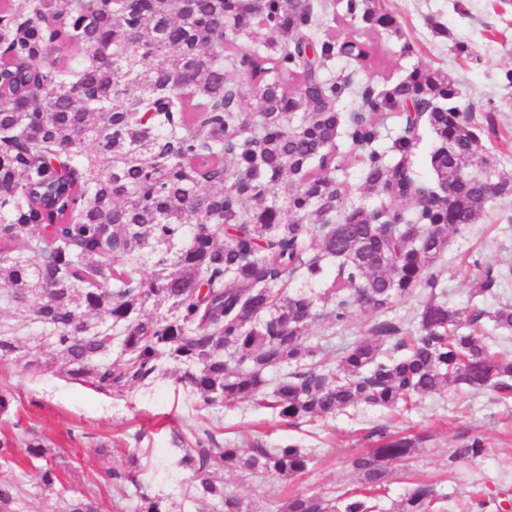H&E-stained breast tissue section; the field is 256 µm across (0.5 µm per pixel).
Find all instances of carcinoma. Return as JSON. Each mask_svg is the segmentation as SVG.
Returning <instances> with one entry per match:
<instances>
[{
  "label": "carcinoma",
  "instance_id": "obj_1",
  "mask_svg": "<svg viewBox=\"0 0 512 512\" xmlns=\"http://www.w3.org/2000/svg\"><path fill=\"white\" fill-rule=\"evenodd\" d=\"M341 6L344 21L402 36L380 0ZM318 25L314 0H0V288L12 308L0 320L1 360L37 324L72 381L120 393L166 357L186 366L204 403L252 400L294 422L358 403L391 409L450 382L512 392V361L482 327L512 332V304L451 310L435 297L433 270L449 231L512 199V174L464 175L497 161L479 154L482 129L451 76L415 67L380 88L328 78L338 57L365 71L382 56L356 35L319 36ZM260 29L276 37L260 40ZM246 90L254 112L244 111ZM352 93L360 109L344 112ZM391 116L399 136L381 150ZM422 127L435 136L428 182L412 169ZM340 139L361 150L342 163L360 165L370 206H343ZM152 257L158 271L144 279ZM326 258L339 261L331 281ZM297 274L324 284L330 311L288 291ZM509 277L512 267H488L473 295ZM421 287L430 299L412 336L378 320L334 366L305 344L320 318L342 325L356 304L384 312ZM103 315L122 336L116 364L106 359L112 335L98 330ZM301 361L263 395L265 369ZM413 447L383 434L355 457L361 496L343 512H367L366 499L385 491L386 463ZM484 451L472 437L450 459ZM185 461L204 497L241 512L214 484L216 471L291 478L309 456L290 443L221 448L205 432ZM436 498L433 484L416 482L397 512H431ZM280 512L329 510L320 497L294 495Z\"/></svg>",
  "mask_w": 512,
  "mask_h": 512
}]
</instances>
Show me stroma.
<instances>
[{
	"mask_svg": "<svg viewBox=\"0 0 512 512\" xmlns=\"http://www.w3.org/2000/svg\"><path fill=\"white\" fill-rule=\"evenodd\" d=\"M404 33L396 38L374 30L360 37L377 41L388 58L382 71L364 79L380 86L398 80L418 65L449 73L462 87V108L485 130L481 151L496 155L498 169L512 173V88L503 86L501 71L512 68V0H382ZM415 41L413 56L400 52L402 39ZM463 41L476 59L457 57L452 46ZM497 106L486 114L488 103ZM501 266L512 264V200L497 201L487 220L450 232L447 250L436 263L449 308L469 307V285L475 270L469 261ZM380 315L355 307L345 325H311L308 344L318 357L339 359L351 342L370 337ZM56 351L47 337L24 339L18 356L0 360V390L10 393L0 409V480L15 486L16 512H52L62 497H89L99 512H141L145 498L163 501L171 512H220L215 502L193 498L192 472L181 465L194 436L211 432L218 444L275 448L297 443L311 457L308 468L290 479L261 472L218 473L226 491L239 497L243 512H277L293 494L328 499L360 489L351 458L369 451L379 433L421 437V444L403 460L388 465L386 490L373 512H392L411 482L435 484L439 493L432 512H465L470 496L487 500L486 512L512 501V401L495 390H467L450 385L415 398L410 407L388 411L364 404L346 409L318 424H290L272 410L248 401L227 399L205 404L182 378L183 365L162 360L158 373L146 383L116 396L71 382L54 362ZM40 360L39 371L25 369ZM479 436L488 451L474 462H453L449 451L464 438ZM41 442L46 459L30 458L27 443ZM57 480L45 486L43 465Z\"/></svg>",
	"mask_w": 512,
	"mask_h": 512,
	"instance_id": "obj_1",
	"label": "stroma"
}]
</instances>
